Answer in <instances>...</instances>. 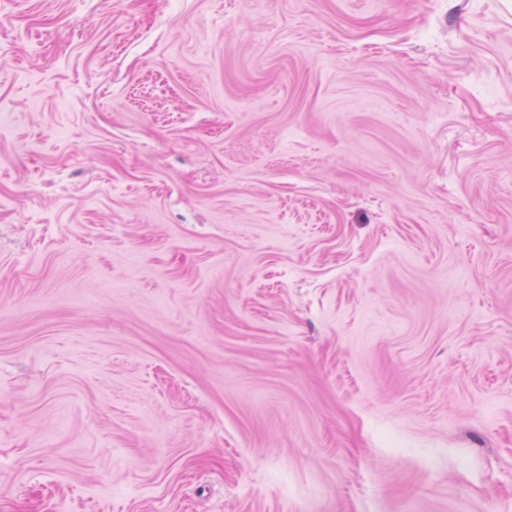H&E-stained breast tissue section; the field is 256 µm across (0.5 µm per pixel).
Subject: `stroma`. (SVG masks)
Masks as SVG:
<instances>
[{
  "mask_svg": "<svg viewBox=\"0 0 512 512\" xmlns=\"http://www.w3.org/2000/svg\"><path fill=\"white\" fill-rule=\"evenodd\" d=\"M0 512H512V0H0Z\"/></svg>",
  "mask_w": 512,
  "mask_h": 512,
  "instance_id": "1",
  "label": "stroma"
}]
</instances>
